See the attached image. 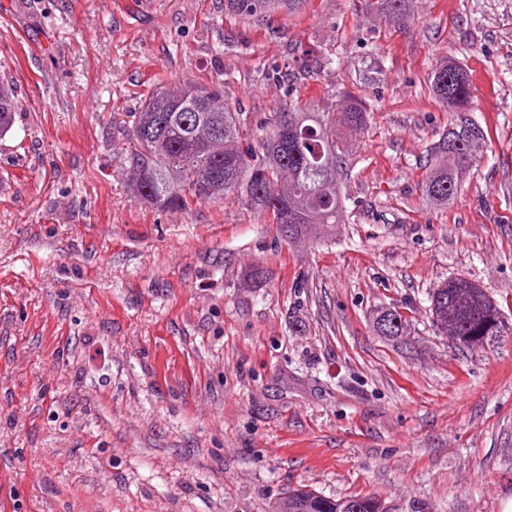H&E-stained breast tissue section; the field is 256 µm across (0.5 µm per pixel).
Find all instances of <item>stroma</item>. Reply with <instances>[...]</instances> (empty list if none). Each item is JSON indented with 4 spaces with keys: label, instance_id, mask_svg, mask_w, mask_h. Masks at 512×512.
<instances>
[{
    "label": "stroma",
    "instance_id": "stroma-1",
    "mask_svg": "<svg viewBox=\"0 0 512 512\" xmlns=\"http://www.w3.org/2000/svg\"><path fill=\"white\" fill-rule=\"evenodd\" d=\"M473 76L490 142L445 207L419 184ZM224 85L257 144L296 97L360 95L345 221L284 241L243 200L136 201L114 117L158 86ZM0 512H272L282 492L392 512L512 502V340L459 351L428 298L451 277L512 317V0H358L243 20L224 0H0ZM407 306L414 344L369 316ZM360 3L363 12L376 15L380 19L395 22H404L407 19L408 0H362ZM20 111L19 100L13 89L0 82V137L11 131L16 113Z\"/></svg>",
    "mask_w": 512,
    "mask_h": 512
}]
</instances>
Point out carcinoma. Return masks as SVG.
Returning <instances> with one entry per match:
<instances>
[{
  "instance_id": "1",
  "label": "carcinoma",
  "mask_w": 512,
  "mask_h": 512,
  "mask_svg": "<svg viewBox=\"0 0 512 512\" xmlns=\"http://www.w3.org/2000/svg\"><path fill=\"white\" fill-rule=\"evenodd\" d=\"M300 0H224V12L247 17L294 8ZM408 0H361V10L395 22L407 19ZM435 98L451 112L448 129L433 147L435 164L421 183L422 198L447 206L458 176L476 166L487 148L485 130L472 119L471 75L458 63L440 62L430 77ZM336 112L281 109L266 124L259 149L239 146L240 113L224 100V85L194 82L155 88L137 112L119 122L127 140L131 191L161 210L187 211L232 193L269 216L290 242L315 238L343 219L344 142L336 130L368 131L373 119L354 94ZM19 100L0 82V137L11 131ZM437 334L466 350H484L512 335V322L478 285L454 277L430 296ZM280 512H389L370 495L331 498L290 489Z\"/></svg>"
}]
</instances>
